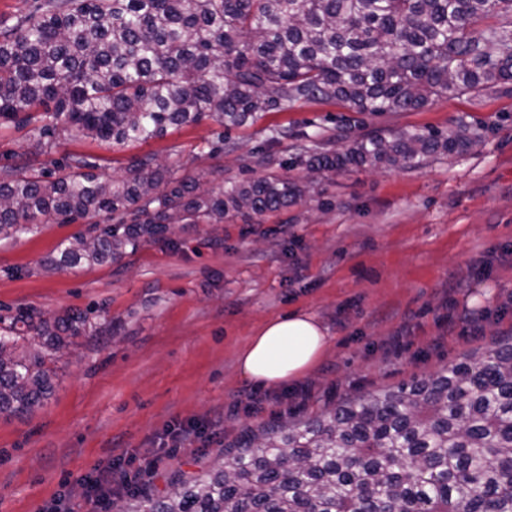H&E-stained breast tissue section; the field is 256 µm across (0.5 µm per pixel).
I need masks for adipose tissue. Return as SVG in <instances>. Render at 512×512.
Here are the masks:
<instances>
[{
	"label": "adipose tissue",
	"instance_id": "obj_1",
	"mask_svg": "<svg viewBox=\"0 0 512 512\" xmlns=\"http://www.w3.org/2000/svg\"><path fill=\"white\" fill-rule=\"evenodd\" d=\"M328 344L325 329L305 312L264 323L240 352L244 379L265 386L297 380L322 357Z\"/></svg>",
	"mask_w": 512,
	"mask_h": 512
}]
</instances>
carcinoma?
Wrapping results in <instances>:
<instances>
[{"instance_id":"cac0c4a2","label":"carcinoma","mask_w":512,"mask_h":512,"mask_svg":"<svg viewBox=\"0 0 512 512\" xmlns=\"http://www.w3.org/2000/svg\"><path fill=\"white\" fill-rule=\"evenodd\" d=\"M512 84V0H44L0 28V126H33L51 148L62 131L114 145L211 119L228 134L299 102L353 112L417 109L433 97ZM464 129L355 140L343 152L296 147L311 172L395 167L471 146ZM81 154L62 174L0 168V240L43 224L103 214L62 242L48 266L110 264L141 241L172 244L176 224H222L295 203L300 187L271 175L217 187L154 155L120 180ZM89 313L0 317V414L45 400L58 353L97 336ZM229 460L162 495L142 488L118 512H512V336L396 388L345 398L269 436L244 435Z\"/></svg>"}]
</instances>
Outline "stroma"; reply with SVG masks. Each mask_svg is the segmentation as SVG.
<instances>
[{"label":"stroma","instance_id":"stroma-1","mask_svg":"<svg viewBox=\"0 0 512 512\" xmlns=\"http://www.w3.org/2000/svg\"><path fill=\"white\" fill-rule=\"evenodd\" d=\"M462 122L479 135L465 152L326 172L287 209L180 224L174 246L145 243L111 264L46 269L84 221L0 241V315L90 308L106 329L58 361L41 406L0 417V512L53 503L84 512L85 476L117 458L138 466L170 428L195 422L201 439L141 477L163 492L171 473H201L246 429L318 416L512 336V92L375 114L308 101L232 130L235 151L216 155L210 145L223 128L211 120L121 147L65 133L45 152L33 132L0 128V167L29 161L53 171L79 153L119 179L133 158L154 153L179 174L206 182L220 167L225 181L241 182L301 179L302 168L285 164L299 133L341 148L372 133H447ZM273 128L288 137L268 143ZM299 309L325 328L328 346L267 399L241 376L238 354L264 322Z\"/></svg>","mask_w":512,"mask_h":512}]
</instances>
